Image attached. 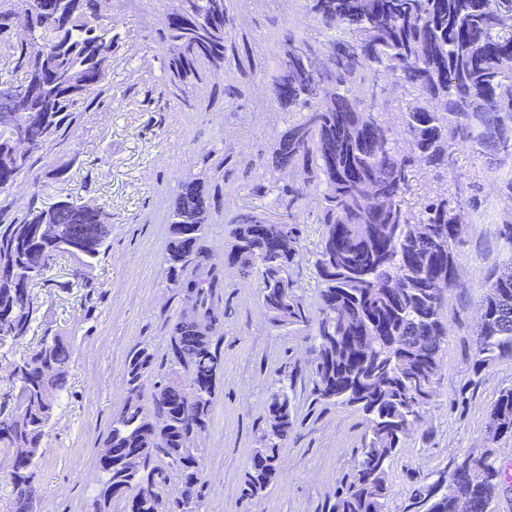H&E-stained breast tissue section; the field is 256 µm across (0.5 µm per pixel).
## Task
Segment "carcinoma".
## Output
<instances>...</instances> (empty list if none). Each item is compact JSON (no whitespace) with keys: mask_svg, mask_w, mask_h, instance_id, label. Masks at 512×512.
<instances>
[{"mask_svg":"<svg viewBox=\"0 0 512 512\" xmlns=\"http://www.w3.org/2000/svg\"><path fill=\"white\" fill-rule=\"evenodd\" d=\"M0 0V47L14 57L23 77L42 80L27 87L15 104L13 125L0 124V165L14 158L13 129L31 132V151L62 141L82 112L112 99L106 62L112 56V24L101 0H56L55 8L30 7V38L10 39L14 13ZM304 11L323 28L337 31L328 53L319 54L300 37L295 21L286 26L276 68L262 70L274 101L297 113L282 134L271 162L256 172L254 191L265 189L270 171L286 167L306 174L302 183L279 189L280 223L256 225L267 217L253 211L227 212L234 240L229 257L241 273L260 283V307L278 329L315 331L310 367L316 399L355 407L365 416L360 460L331 512H387V477L392 458L405 446L435 397L442 344L445 294L455 285L456 256L463 245L468 214V183L452 180L419 210L405 207L412 170L437 179L448 175L455 151L474 147L490 163L512 168V80L500 79L499 45H512V0H304ZM172 14L180 23L160 37L165 55L164 94L192 106L191 88L204 68L244 66L253 49L248 37L226 31L225 0H177ZM88 70L102 77L90 92L81 91ZM391 76L407 105L385 96L379 76ZM288 77V95L277 86ZM393 121L383 120L384 115ZM378 125L383 139L365 137ZM195 194H177L170 213L171 232L163 263L167 287L180 297L182 313L172 328L173 359L155 373L154 354L133 350L127 363L128 395L112 420L106 447L117 452L100 465L95 512H114L112 503L138 493L137 512L199 509L201 471L182 464L196 451L194 440L207 428L214 385L204 394H187L183 382L200 373L215 380L220 356L213 337L224 324L220 307L223 273L209 261L208 209L200 182ZM322 190L323 205L312 223L323 225L316 262L321 305L312 312L296 292L299 266L298 217L302 199ZM338 224L348 225L344 246L332 243ZM194 235L196 249L186 253L180 238ZM109 236L108 216L92 206L61 199L47 208L32 204L20 219L0 213V348L29 336L33 270H45L61 254L74 258L71 283L91 287L89 269ZM283 237L285 251L265 252L267 238ZM484 330L476 335L473 365L512 358V279L493 269L480 283ZM70 353L64 337L45 323L36 346L14 363L12 387L0 402V452L18 458L10 475L8 512H33L41 499L35 470L44 453L42 440L53 417L56 395L66 387ZM156 376L152 408L142 404L144 382ZM487 419L495 423L490 442L512 437V388L500 390ZM295 426L286 387L271 393L268 426L254 453L267 457L262 471L248 469L241 498L264 492L277 477L276 458ZM466 460L443 478L446 493L429 495L426 512H488L507 469L483 456L476 483L457 477ZM177 496L167 495L172 478Z\"/></svg>","mask_w":512,"mask_h":512,"instance_id":"1","label":"carcinoma"}]
</instances>
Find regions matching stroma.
<instances>
[{"instance_id":"1","label":"stroma","mask_w":512,"mask_h":512,"mask_svg":"<svg viewBox=\"0 0 512 512\" xmlns=\"http://www.w3.org/2000/svg\"><path fill=\"white\" fill-rule=\"evenodd\" d=\"M225 3L237 20L236 33L253 45V64L263 65L269 46L283 34L280 11L271 0ZM175 5L176 0H138L133 12L105 7L118 40L107 63L111 103L82 113L67 140L36 152L30 175L0 189V212L10 218L22 217L31 204L48 206L65 198L110 217L107 248L93 262L91 287H68L74 260L66 254L31 284L37 318L26 344L39 340L47 312L71 355L67 385L55 400L37 464L44 512H94L103 478L98 460L126 396L130 352L146 346L157 369L170 364V336L182 304L166 286L162 258L179 184L189 178L205 186L206 245L224 270L228 311L216 336L221 369L210 422L195 442L204 482L199 512H328L358 459L362 415L315 399L309 378L313 336L273 328L260 308L257 280H241L228 262L233 240L225 210H268L280 187L303 179L296 169L278 171L258 194L246 171L249 164L271 159L288 117L275 111L266 78H243L224 68L208 69L194 87L195 109L162 96L159 37ZM226 159L235 165L233 174L215 179L214 167ZM65 162L66 179L50 178V169ZM448 172L468 178L470 222L458 251L457 285L443 306L450 331L436 396L389 467V512H424L429 487L465 456L489 449L498 463L512 464V437L491 447L483 438L492 402L499 390L512 387V359L480 371L473 367L479 284L507 260L496 229L512 220V198L503 187L511 173L471 148L455 152ZM321 202L318 192H308L299 219L302 263L295 280L313 309L320 303L316 261L323 227L311 217ZM283 385L290 389L297 426L280 453L277 477L259 496L241 498L249 459L266 428L267 400Z\"/></svg>"}]
</instances>
